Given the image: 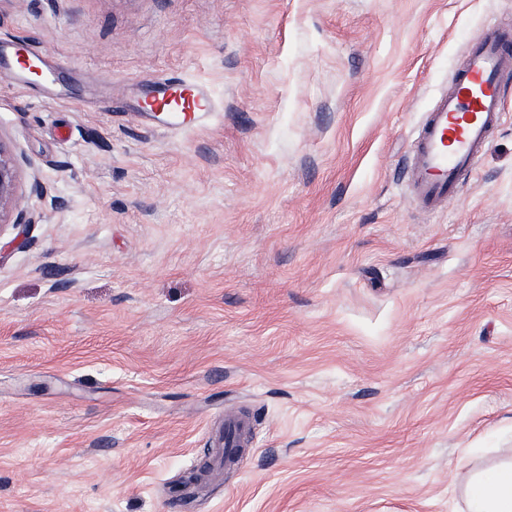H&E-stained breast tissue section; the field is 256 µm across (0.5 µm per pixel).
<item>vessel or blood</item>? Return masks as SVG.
I'll use <instances>...</instances> for the list:
<instances>
[{"label":"vessel or blood","instance_id":"1","mask_svg":"<svg viewBox=\"0 0 512 512\" xmlns=\"http://www.w3.org/2000/svg\"><path fill=\"white\" fill-rule=\"evenodd\" d=\"M0 53L7 62L0 80L25 85L27 70L34 65L45 76L46 94L56 96L59 59H46L33 48L9 42L0 46ZM511 70L512 25L489 22L469 38L447 91L425 112L409 151L407 187L422 210L443 209L458 195L462 180L477 171L503 121L504 76ZM139 109L171 126L191 128L202 125L217 106L204 84L162 78L150 101Z\"/></svg>","mask_w":512,"mask_h":512}]
</instances>
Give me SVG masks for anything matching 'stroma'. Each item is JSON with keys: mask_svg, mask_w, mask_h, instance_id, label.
<instances>
[{"mask_svg": "<svg viewBox=\"0 0 512 512\" xmlns=\"http://www.w3.org/2000/svg\"><path fill=\"white\" fill-rule=\"evenodd\" d=\"M491 16L512 0H0L1 38L69 64L60 100L0 82L34 219L0 227V512H465L512 461V111L440 212L402 172ZM166 74L220 111H131Z\"/></svg>", "mask_w": 512, "mask_h": 512, "instance_id": "stroma-1", "label": "stroma"}]
</instances>
